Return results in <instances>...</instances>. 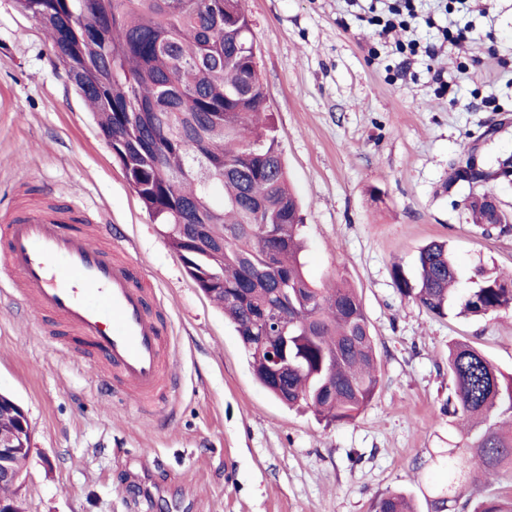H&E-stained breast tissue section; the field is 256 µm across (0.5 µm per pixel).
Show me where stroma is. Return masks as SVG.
Segmentation results:
<instances>
[{
    "label": "stroma",
    "mask_w": 512,
    "mask_h": 512,
    "mask_svg": "<svg viewBox=\"0 0 512 512\" xmlns=\"http://www.w3.org/2000/svg\"><path fill=\"white\" fill-rule=\"evenodd\" d=\"M375 0H245L288 179L304 207L308 277L357 289L381 358L372 402L347 424L280 404L232 326L195 287L127 182L41 27L0 0V210L19 181L113 227L164 301L176 397L139 413L101 391L102 359L15 296L0 272V392L28 413L24 512H372L398 491L428 512L442 461L466 444L448 416V347L466 341L512 374V313L437 318L401 298L393 266L447 241L459 291L476 268L512 272V231L466 223L450 163L512 156V0H424L421 42L455 25L437 59L405 56L368 22ZM440 80H433V73Z\"/></svg>",
    "instance_id": "obj_1"
}]
</instances>
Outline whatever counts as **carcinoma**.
Listing matches in <instances>:
<instances>
[{
    "label": "carcinoma",
    "instance_id": "obj_1",
    "mask_svg": "<svg viewBox=\"0 0 512 512\" xmlns=\"http://www.w3.org/2000/svg\"><path fill=\"white\" fill-rule=\"evenodd\" d=\"M48 35L69 81L93 113L100 134L170 248L181 225L207 224L224 251L199 248L184 263L191 281L224 311L256 381L279 402L311 410L328 425L355 420L380 381L379 354L362 300L347 281L320 288L302 258L301 205L288 186L285 160L266 115L255 70L257 44L243 0H16ZM96 26L100 37L87 36ZM474 150L450 164L448 188L468 184ZM482 183L512 178V157ZM473 193L465 208L488 232L512 225V212ZM274 252L275 266L265 261ZM418 277L392 268L398 294L427 313L474 316L512 310V278L476 270L460 294L448 244L433 240L417 255ZM288 312V395L264 372L267 351L250 337L266 331L259 306ZM453 394L448 414L467 422L463 455H448V483L433 512H512V494L480 493L482 479L512 474V375L466 342L448 347ZM14 424L13 398L0 395V430ZM374 512H416L398 492Z\"/></svg>",
    "mask_w": 512,
    "mask_h": 512
}]
</instances>
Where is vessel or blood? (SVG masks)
Segmentation results:
<instances>
[{
	"label": "vessel or blood",
	"mask_w": 512,
	"mask_h": 512,
	"mask_svg": "<svg viewBox=\"0 0 512 512\" xmlns=\"http://www.w3.org/2000/svg\"><path fill=\"white\" fill-rule=\"evenodd\" d=\"M108 227H85L73 208L46 206L0 217V266L15 294L100 354V387L119 386L135 408L175 389L170 336L159 302L130 258L95 244Z\"/></svg>",
	"instance_id": "vessel-or-blood-1"
}]
</instances>
